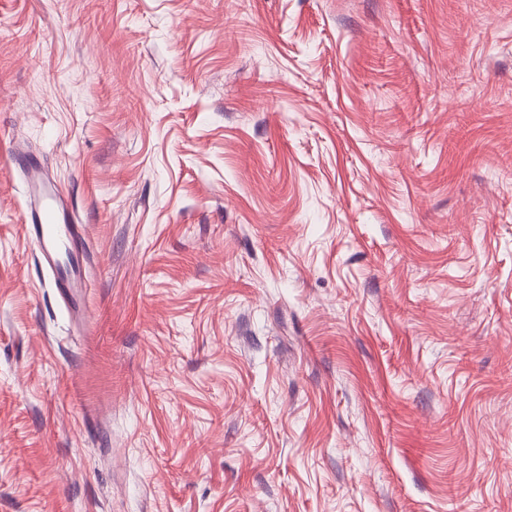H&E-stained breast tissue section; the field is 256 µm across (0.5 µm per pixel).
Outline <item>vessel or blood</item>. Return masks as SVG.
I'll list each match as a JSON object with an SVG mask.
<instances>
[{
    "label": "vessel or blood",
    "instance_id": "b4317fda",
    "mask_svg": "<svg viewBox=\"0 0 512 512\" xmlns=\"http://www.w3.org/2000/svg\"><path fill=\"white\" fill-rule=\"evenodd\" d=\"M11 153L26 185L25 233L65 306L83 312L91 263L87 227L79 223L69 198L50 183L38 159L16 145Z\"/></svg>",
    "mask_w": 512,
    "mask_h": 512
}]
</instances>
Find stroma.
I'll return each mask as SVG.
<instances>
[{"mask_svg":"<svg viewBox=\"0 0 512 512\" xmlns=\"http://www.w3.org/2000/svg\"><path fill=\"white\" fill-rule=\"evenodd\" d=\"M0 512H512V0H0ZM10 149L26 185L25 233L65 306L83 313L92 260L87 226L79 223L69 198L50 183L42 163L16 144Z\"/></svg>","mask_w":512,"mask_h":512,"instance_id":"obj_1","label":"stroma"}]
</instances>
